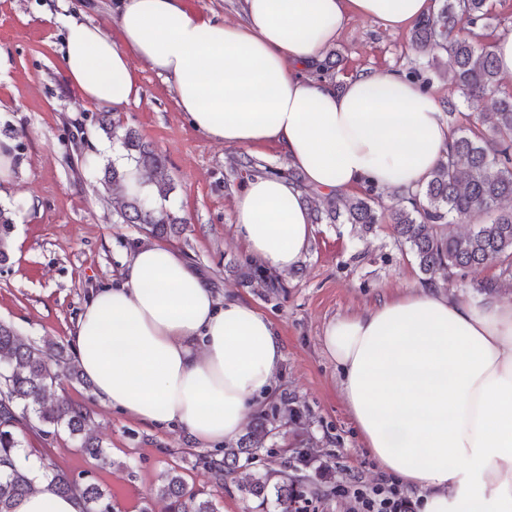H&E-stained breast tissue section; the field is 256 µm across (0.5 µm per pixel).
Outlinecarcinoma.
Instances as JSON below:
<instances>
[{
    "mask_svg": "<svg viewBox=\"0 0 512 512\" xmlns=\"http://www.w3.org/2000/svg\"><path fill=\"white\" fill-rule=\"evenodd\" d=\"M437 7L417 20L411 42L420 50L446 54L448 78L461 95L475 105L488 96L495 97V112L489 133L479 128L455 127L448 153L430 178L411 193H392L393 204L386 206V192L369 186L354 197L327 199L326 207L315 210L316 224H360L368 231L389 220L397 242L409 249L418 261L423 282L453 283L472 267L496 263L504 281L512 285V89H503L494 44L482 42L496 15L491 0H436ZM100 130L120 141L126 156L143 176L157 188L164 205L154 208L136 194L126 191L125 175L115 163L98 168L95 160L83 158L85 168L101 171L104 189L122 198L118 217L122 224H133L146 234L167 237L179 233L183 220L165 206L174 191L166 158L131 128H122L111 113L98 118ZM486 216L488 221L472 224L464 232L452 229V222ZM13 227L11 212L0 208V262L8 259V240ZM241 283L257 285L269 293L282 283L259 266L245 264L240 269ZM64 359L55 343L25 339L16 328L0 321V512H13L16 501L34 488L33 470L21 460L26 429L34 427L46 437L65 431L77 440L82 452L102 464L108 456L90 428L89 410L64 399L53 400L50 388L57 375L52 361ZM278 408L260 414L249 425L236 446L223 449L222 458H199L215 477L239 467L242 457L265 447L272 434L271 418ZM267 470L239 487L243 498H255L264 505L273 502L276 512H292L295 482L276 479ZM42 477L57 490L79 500L82 512H109L106 493L95 482L79 483L66 473L43 467ZM155 495L168 502V512H218L213 500L187 488L181 475L167 470L154 488Z\"/></svg>",
    "mask_w": 512,
    "mask_h": 512,
    "instance_id": "obj_1",
    "label": "carcinoma"
}]
</instances>
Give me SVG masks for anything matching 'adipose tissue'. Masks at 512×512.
Listing matches in <instances>:
<instances>
[{
	"label": "adipose tissue",
	"mask_w": 512,
	"mask_h": 512,
	"mask_svg": "<svg viewBox=\"0 0 512 512\" xmlns=\"http://www.w3.org/2000/svg\"><path fill=\"white\" fill-rule=\"evenodd\" d=\"M228 25L184 0H122L116 33L66 26L63 70L85 98L119 108L138 94L132 60L173 85L206 139L273 143L322 194L425 183L451 140L437 100L393 72L343 89L315 65L351 16L412 25L429 0H242ZM251 258L295 267L314 226L296 187L255 175L235 199ZM98 401L153 428L178 426L210 447L233 439L271 392L285 358L269 318L219 298L180 252L141 245L119 283L92 289L69 340ZM323 349L362 445L419 491L421 512H512V303L462 299L427 286L332 319ZM14 512H80L49 482Z\"/></svg>",
	"instance_id": "1"
}]
</instances>
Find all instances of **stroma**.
<instances>
[{
	"instance_id": "1",
	"label": "stroma",
	"mask_w": 512,
	"mask_h": 512,
	"mask_svg": "<svg viewBox=\"0 0 512 512\" xmlns=\"http://www.w3.org/2000/svg\"><path fill=\"white\" fill-rule=\"evenodd\" d=\"M120 0H0V130L25 129L14 138L19 161L13 182L0 192V207L14 210L9 259L0 264V321L34 341L68 346L91 289L117 281L123 263L149 237L116 221L121 202L84 170L83 156L99 146L119 148L106 138L97 118L103 107L82 97L66 80L62 48L70 18L114 31ZM333 49L339 64L337 87L366 71L413 69L430 77L438 101L455 97L442 64L411 45L410 29L389 31L354 16ZM139 93L115 114L168 160L175 190L170 205L183 217L182 233L167 238L201 270L220 296L253 304L268 317L285 343L277 386L262 410L290 401L302 414L301 427L278 424L269 447L224 481L198 462L204 448L180 428L154 430L100 404L89 381L60 373L53 397L89 408L110 458L102 465L81 452L67 434L48 439L35 431L24 438L28 462L46 464L107 494L111 512H167L152 495L159 476L174 469L189 489L212 499L219 512H273L243 500L238 486L249 475L278 468L301 439L332 465L337 478L349 473L372 479L379 471L363 448L338 386L334 363L321 339L326 323L360 313L382 297L421 284L423 275L410 252L399 250L389 223L364 232L352 224H319L296 270L283 274L276 297L239 285L236 267L248 263L233 223V205L251 172L236 166L248 156L258 167L284 173L288 165L274 144L250 150L224 146L201 136L175 104L172 84L140 61H133Z\"/></svg>"
}]
</instances>
